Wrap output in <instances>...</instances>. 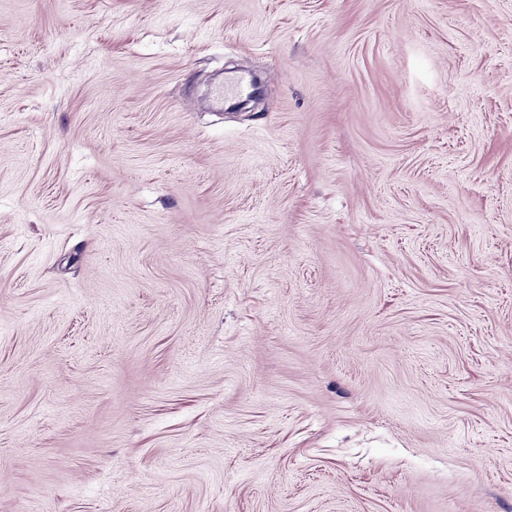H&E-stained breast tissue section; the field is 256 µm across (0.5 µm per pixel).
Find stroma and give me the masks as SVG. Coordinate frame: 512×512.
<instances>
[{
  "label": "stroma",
  "mask_w": 512,
  "mask_h": 512,
  "mask_svg": "<svg viewBox=\"0 0 512 512\" xmlns=\"http://www.w3.org/2000/svg\"><path fill=\"white\" fill-rule=\"evenodd\" d=\"M0 512H512V0H0ZM253 92V85L245 75L225 78L224 84L214 89V97L224 103L226 99H236L249 96Z\"/></svg>",
  "instance_id": "obj_1"
}]
</instances>
